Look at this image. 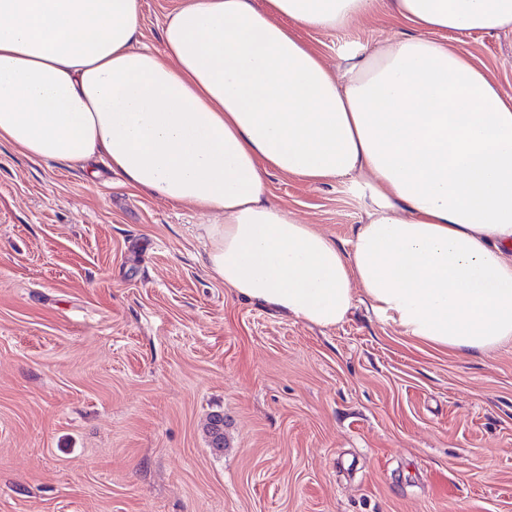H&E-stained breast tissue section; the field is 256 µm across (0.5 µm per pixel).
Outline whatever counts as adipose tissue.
Listing matches in <instances>:
<instances>
[{
  "mask_svg": "<svg viewBox=\"0 0 512 512\" xmlns=\"http://www.w3.org/2000/svg\"><path fill=\"white\" fill-rule=\"evenodd\" d=\"M378 2L187 0L159 54L140 0H0V143L220 214L206 265L254 304L328 328L360 294L411 338L512 344V95L439 38L512 31V0H388L410 35L335 70L297 35ZM272 170L350 179L349 249L270 202Z\"/></svg>",
  "mask_w": 512,
  "mask_h": 512,
  "instance_id": "adipose-tissue-1",
  "label": "adipose tissue"
}]
</instances>
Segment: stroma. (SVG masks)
Here are the masks:
<instances>
[{
    "label": "stroma",
    "mask_w": 512,
    "mask_h": 512,
    "mask_svg": "<svg viewBox=\"0 0 512 512\" xmlns=\"http://www.w3.org/2000/svg\"><path fill=\"white\" fill-rule=\"evenodd\" d=\"M180 3L142 0L138 46ZM403 35L382 6L299 32L333 68ZM448 40L512 92V31ZM267 184L337 245L366 220L348 183ZM217 220L0 144V512H512V345L463 356L361 299L330 328L248 302L202 262Z\"/></svg>",
    "instance_id": "35a3bbf8"
}]
</instances>
